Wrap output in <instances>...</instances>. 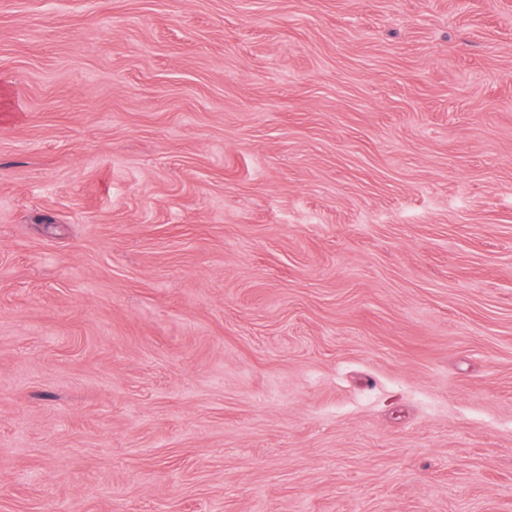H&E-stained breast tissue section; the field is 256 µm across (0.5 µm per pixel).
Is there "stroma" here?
I'll return each instance as SVG.
<instances>
[{
	"mask_svg": "<svg viewBox=\"0 0 512 512\" xmlns=\"http://www.w3.org/2000/svg\"><path fill=\"white\" fill-rule=\"evenodd\" d=\"M0 512H512V0H0Z\"/></svg>",
	"mask_w": 512,
	"mask_h": 512,
	"instance_id": "obj_1",
	"label": "stroma"
}]
</instances>
